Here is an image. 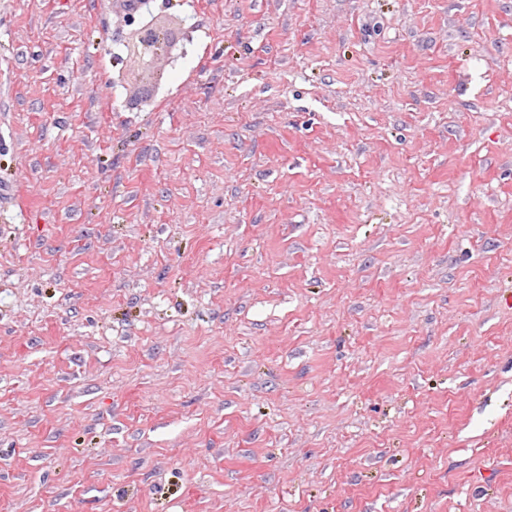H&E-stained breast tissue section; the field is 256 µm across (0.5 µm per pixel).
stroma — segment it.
<instances>
[{
    "label": "stroma",
    "mask_w": 512,
    "mask_h": 512,
    "mask_svg": "<svg viewBox=\"0 0 512 512\" xmlns=\"http://www.w3.org/2000/svg\"><path fill=\"white\" fill-rule=\"evenodd\" d=\"M0 0V512H512V0ZM154 35L150 25H143L124 45L128 54L139 58L153 55L157 51Z\"/></svg>",
    "instance_id": "1"
}]
</instances>
